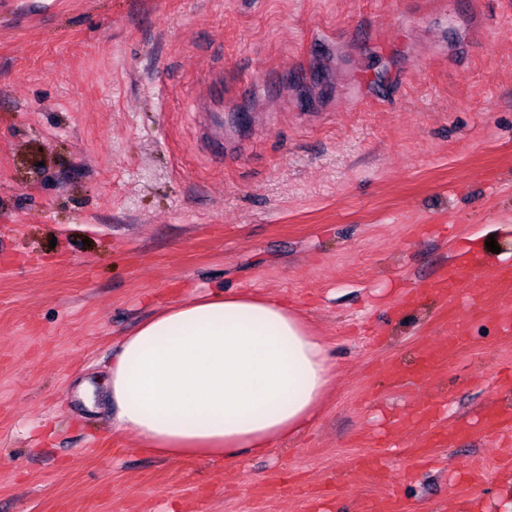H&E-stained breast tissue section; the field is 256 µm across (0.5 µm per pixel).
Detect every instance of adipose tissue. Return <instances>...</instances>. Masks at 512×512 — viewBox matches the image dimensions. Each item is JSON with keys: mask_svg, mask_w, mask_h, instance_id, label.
<instances>
[{"mask_svg": "<svg viewBox=\"0 0 512 512\" xmlns=\"http://www.w3.org/2000/svg\"><path fill=\"white\" fill-rule=\"evenodd\" d=\"M330 383L327 345L287 300L218 291L124 337L104 389L146 451L230 461L307 430Z\"/></svg>", "mask_w": 512, "mask_h": 512, "instance_id": "1", "label": "adipose tissue"}]
</instances>
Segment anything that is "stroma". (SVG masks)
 Segmentation results:
<instances>
[{
  "label": "stroma",
  "instance_id": "obj_1",
  "mask_svg": "<svg viewBox=\"0 0 512 512\" xmlns=\"http://www.w3.org/2000/svg\"><path fill=\"white\" fill-rule=\"evenodd\" d=\"M221 74L224 155L193 113ZM499 252H490L488 238ZM478 253L512 263V0H0V512H502L512 470L480 420L512 337L494 304L472 348L418 386L447 331L429 282ZM288 300L328 346L311 428L224 462L143 451L79 395L124 336L212 291ZM466 433L417 466L399 420ZM353 470L380 481L388 479V472L382 458L372 450L362 452L353 458Z\"/></svg>",
  "mask_w": 512,
  "mask_h": 512
}]
</instances>
